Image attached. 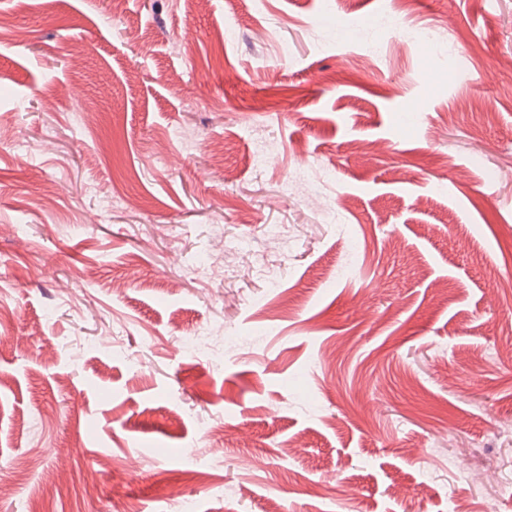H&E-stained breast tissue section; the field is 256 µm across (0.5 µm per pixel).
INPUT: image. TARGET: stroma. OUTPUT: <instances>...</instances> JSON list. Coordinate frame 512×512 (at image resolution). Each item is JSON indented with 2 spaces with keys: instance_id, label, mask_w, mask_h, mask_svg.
Returning <instances> with one entry per match:
<instances>
[{
  "instance_id": "obj_1",
  "label": "stroma",
  "mask_w": 512,
  "mask_h": 512,
  "mask_svg": "<svg viewBox=\"0 0 512 512\" xmlns=\"http://www.w3.org/2000/svg\"><path fill=\"white\" fill-rule=\"evenodd\" d=\"M0 15V512H512V0ZM293 179L298 184H306L314 188L318 201L322 206L330 224L344 223L342 212L337 209L335 205L331 204L324 198L319 186L321 178L314 176L307 166L300 165L295 169ZM249 252L239 251L232 255H224V273L233 272H244L247 274L259 273L262 270L257 266L254 260L249 257Z\"/></svg>"
}]
</instances>
